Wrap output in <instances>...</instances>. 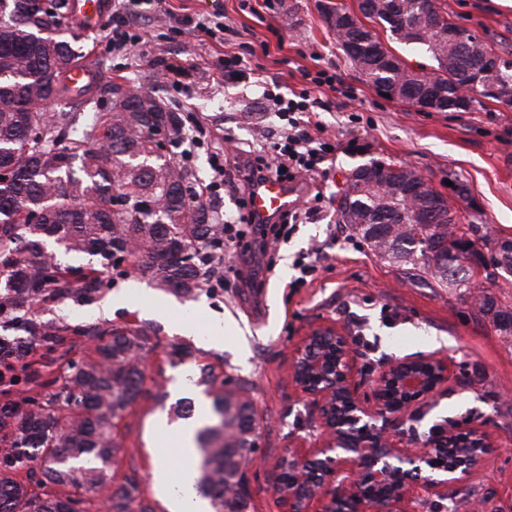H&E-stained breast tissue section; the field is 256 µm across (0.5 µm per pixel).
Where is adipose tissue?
<instances>
[{
    "label": "adipose tissue",
    "mask_w": 512,
    "mask_h": 512,
    "mask_svg": "<svg viewBox=\"0 0 512 512\" xmlns=\"http://www.w3.org/2000/svg\"><path fill=\"white\" fill-rule=\"evenodd\" d=\"M198 477L191 432H183L176 461L160 462L156 471L159 489L173 500L177 512H202L204 501L194 491Z\"/></svg>",
    "instance_id": "ef3b65f1"
}]
</instances>
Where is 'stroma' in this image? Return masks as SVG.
Listing matches in <instances>:
<instances>
[{"label":"stroma","mask_w":512,"mask_h":512,"mask_svg":"<svg viewBox=\"0 0 512 512\" xmlns=\"http://www.w3.org/2000/svg\"><path fill=\"white\" fill-rule=\"evenodd\" d=\"M316 2L164 0L161 11L144 20L134 51L117 55L107 41L135 5L112 0L99 30L75 42L81 55L93 56L106 80L143 85L203 123L205 140L172 147L169 154L200 168L205 182H212L213 161L223 157L226 142L245 147L278 130L280 122L265 111L257 86L267 78L298 89L303 71L335 72L339 90L317 92L327 103L319 120L325 135L358 144L329 161L325 175L300 177L306 197L322 196L320 218L294 225L280 239L274 270H267L262 255L232 252L226 262L234 271L223 287L189 299L135 273L117 279L96 301L43 306V318L59 322L147 323L159 329L145 361V393L117 426L122 451L112 465V481L88 495L92 512H105L114 484L128 476L138 479L145 503L168 512L170 503L154 479L159 462L175 458L180 448V422L169 417L167 407L192 398V421L200 423L211 403L194 384L203 366L249 382L260 422L258 450L247 472L252 512H279L272 478L280 460L317 446L323 433L315 407L294 387L290 366L309 328L326 323L351 337L363 334L364 344L353 347L362 380L392 358L429 352L447 358L452 371L447 391L405 435L423 437L446 418L484 425L495 447L466 485L480 494L493 492V506L512 512V424L503 419L512 413V342L478 321L472 306L448 290L377 260L360 237L339 224L336 213L346 173L379 158L414 166L441 191L447 178L459 179L479 203L482 220L497 236L512 238V110L491 102L479 112H420L380 98L336 48ZM444 3L451 18L465 19L484 32L496 52L512 55V0ZM170 11L210 21L222 17L231 32L222 40L195 30L173 33L166 24ZM243 44L253 50L244 61L251 83L213 80L224 54ZM170 64L176 72L158 77ZM314 247L320 250L314 280L293 287L296 261ZM120 292L131 294L132 302L113 305ZM175 346L181 356L172 355Z\"/></svg>","instance_id":"35a3bbf8"}]
</instances>
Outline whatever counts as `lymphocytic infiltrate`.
Masks as SVG:
<instances>
[{"label": "lymphocytic infiltrate", "mask_w": 512, "mask_h": 512, "mask_svg": "<svg viewBox=\"0 0 512 512\" xmlns=\"http://www.w3.org/2000/svg\"><path fill=\"white\" fill-rule=\"evenodd\" d=\"M308 84L297 91L284 93L278 82L264 83L262 98L268 110L276 112L284 125L280 133L266 138L260 148L246 152L238 146L224 151V161L215 165L217 180L226 192L238 195L240 212L235 221L225 223L224 242L246 251L268 253L272 243L283 231L279 224H256L246 213V197L270 177L284 176L295 180L300 174H323L325 165L339 152L350 150L351 142L327 139L317 118L322 102L315 96L316 88L334 86L335 75L316 70L308 76Z\"/></svg>", "instance_id": "1"}]
</instances>
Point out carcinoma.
<instances>
[{
  "label": "carcinoma",
  "mask_w": 512,
  "mask_h": 512,
  "mask_svg": "<svg viewBox=\"0 0 512 512\" xmlns=\"http://www.w3.org/2000/svg\"><path fill=\"white\" fill-rule=\"evenodd\" d=\"M69 2L0 0V328L16 326L30 337L26 369L47 388L0 408V445L8 448L0 456V512H90L84 500L57 488L88 492L112 480V459L121 452L114 428L144 393L137 355L157 335L148 324H60L37 307L92 302L112 287V275L132 267L155 287L189 298L212 286L224 261V214L194 190L201 184L195 171L166 153L194 137L189 116L139 86L101 80L70 110L44 111L45 103L68 98L61 80L77 62L73 41L61 35ZM360 2L371 3L366 18L383 26L387 43L433 59L428 76L446 97L460 102L466 90L463 111L485 106L476 85L485 80L479 64L493 47L477 31L450 45L425 20L427 0ZM346 60L374 89L421 91L407 68L384 72L368 49ZM393 165L376 159L351 169L344 224L378 259L470 295L472 249L462 245L460 225L450 215L438 224L412 223V209H423L430 195H415L409 207L412 181L392 174ZM472 231L471 243L497 253L500 238L486 225ZM60 252L92 261L64 265ZM473 310L499 335L512 336L511 304L485 293ZM72 336L96 339V357L68 358ZM44 348L55 354L46 363L36 359ZM197 384L213 400L210 423L196 432V491L212 512H250L252 497L240 491L241 461L256 453L260 434L248 382L207 373ZM110 509L155 512L134 477L112 490Z\"/></svg>",
  "instance_id": "cac0c4a2"
}]
</instances>
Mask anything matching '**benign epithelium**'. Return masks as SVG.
<instances>
[{
	"mask_svg": "<svg viewBox=\"0 0 512 512\" xmlns=\"http://www.w3.org/2000/svg\"><path fill=\"white\" fill-rule=\"evenodd\" d=\"M320 2L330 29H351L372 42L375 31L360 10L330 8ZM429 94L410 97L420 112L438 110L444 92L428 85ZM291 377L312 399L326 437L317 448L300 450L285 460L288 482L273 483L280 512H406L405 505L422 493L439 495L466 480L483 463L494 443L481 426L461 430L443 420L423 439L405 444L402 427L419 416L418 405L446 391L449 362L419 354L383 362L371 380L370 393L360 392L350 337L332 324L311 328L297 345ZM464 432L477 450L455 449L447 466L439 457Z\"/></svg>",
	"mask_w": 512,
	"mask_h": 512,
	"instance_id": "7a95c632",
	"label": "benign epithelium"
}]
</instances>
